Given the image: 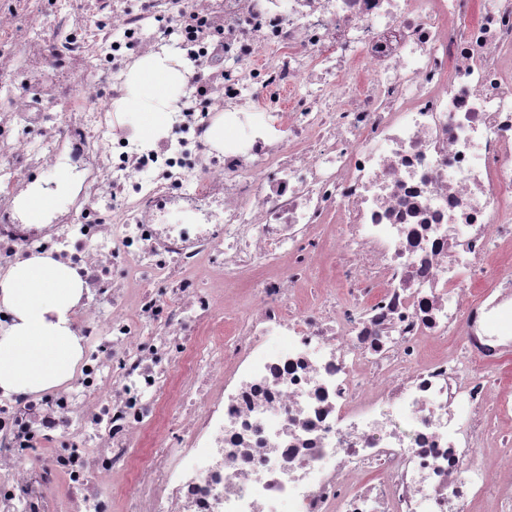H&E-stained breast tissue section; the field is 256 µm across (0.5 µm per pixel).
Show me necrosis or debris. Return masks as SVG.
Here are the masks:
<instances>
[{"instance_id":"necrosis-or-debris-1","label":"necrosis or debris","mask_w":512,"mask_h":512,"mask_svg":"<svg viewBox=\"0 0 512 512\" xmlns=\"http://www.w3.org/2000/svg\"><path fill=\"white\" fill-rule=\"evenodd\" d=\"M151 2L0 0V274L84 282L75 378L0 390V512H512V0ZM170 45L206 84L147 142L112 103ZM42 11L36 10L22 14L18 17L17 22L24 28H28L36 34L52 39L56 34L54 23L55 8H51L45 3H41ZM78 175L65 164H55L45 169L35 183L49 191H57L55 207L65 209L71 201Z\"/></svg>"}]
</instances>
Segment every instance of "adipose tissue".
Wrapping results in <instances>:
<instances>
[{"label":"adipose tissue","mask_w":512,"mask_h":512,"mask_svg":"<svg viewBox=\"0 0 512 512\" xmlns=\"http://www.w3.org/2000/svg\"><path fill=\"white\" fill-rule=\"evenodd\" d=\"M190 74L174 51L149 54L131 67L126 94L113 109L137 112L140 137H159ZM81 298L79 273L46 255L22 260L0 277V305L14 317L0 332V389L35 395L72 380L81 355L72 318Z\"/></svg>","instance_id":"1"}]
</instances>
